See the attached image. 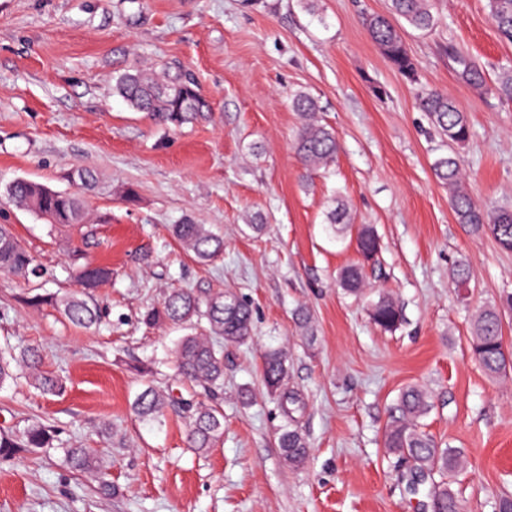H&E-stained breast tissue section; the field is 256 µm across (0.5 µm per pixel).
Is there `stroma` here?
<instances>
[{
  "label": "stroma",
  "instance_id": "35a3bbf8",
  "mask_svg": "<svg viewBox=\"0 0 512 512\" xmlns=\"http://www.w3.org/2000/svg\"><path fill=\"white\" fill-rule=\"evenodd\" d=\"M318 4L313 14L303 0H0V224L40 269L0 274V348H40L66 383L57 396L22 376L0 387V430L55 431L47 451L0 461V512H431L429 485L410 492L409 470L383 445L410 385L431 398L428 431L469 461L455 485L462 512L512 495V376L484 374L467 345L472 315L512 293V250L457 223L432 170L440 139L416 100L436 88L467 112L471 137L456 150L466 188L478 204L511 207L512 102L459 80L448 47L492 80L512 69V44L487 0H436V30L404 34L411 81L363 23L390 0ZM142 66L189 71L210 111L174 126L132 110L113 86ZM299 90L336 135L330 173L305 177L294 152ZM78 166L98 174L84 224H49L5 195L17 178L75 191ZM335 195L355 223L339 237L325 224ZM186 221L221 232L223 255L185 253L169 228ZM362 224L381 253L355 298L339 273L358 260ZM78 254L112 270L92 294L103 310L92 329L49 303L79 291ZM460 263L472 274L464 302L451 283ZM174 288L229 290L254 310L252 343L224 348V436L205 453L189 448L181 410L158 423L132 411L150 384L191 392L174 375L181 329L142 321ZM381 292L402 310L391 334L369 319ZM302 306L311 341L295 321ZM271 346L287 351L285 386L303 402L311 451L300 469L281 456L287 420L261 379ZM75 447L111 459L115 495L65 466Z\"/></svg>",
  "mask_w": 512,
  "mask_h": 512
}]
</instances>
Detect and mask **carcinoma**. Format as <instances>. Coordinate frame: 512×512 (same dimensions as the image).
Returning a JSON list of instances; mask_svg holds the SVG:
<instances>
[{
    "label": "carcinoma",
    "instance_id": "obj_1",
    "mask_svg": "<svg viewBox=\"0 0 512 512\" xmlns=\"http://www.w3.org/2000/svg\"><path fill=\"white\" fill-rule=\"evenodd\" d=\"M488 8L500 37L512 43V0H488ZM391 13L416 30L431 31L438 25L434 0H391ZM365 25L391 65L406 78L415 79V63L399 28L389 18L380 15L365 17ZM452 56L460 79L478 89L486 86L484 71L467 54L455 50ZM113 90L132 109L149 112L158 120L173 125L182 124L200 112L210 111L208 100L198 91L192 77L181 71L161 78L146 69L127 71L116 79ZM492 91L501 99L512 101L511 70L499 75ZM417 101L445 147L463 145L469 140L468 115L447 93L424 88ZM290 107L304 118L295 138V151L305 171L312 173L329 169L336 161L338 144L332 130L316 118L317 100L310 93L299 90L291 96ZM433 172L436 179L448 187L458 223L468 226L475 234L488 233L501 248L512 250V209H486L476 204L464 186L459 159L454 151L438 157L433 163ZM70 179L79 187L81 194L56 191L24 179L13 181L7 188V194L51 224H81L85 219L83 194L95 189L98 177L94 170L81 167L71 172ZM325 221L333 233L344 232L351 224L347 205L331 198ZM172 234L185 252L201 262L211 261L224 251V238L205 224H175ZM379 248L374 229L369 225L363 226L357 236L360 262L343 269L339 276L343 290L352 294L362 291V270L375 261ZM0 272L23 278L38 275L33 257L21 247L5 224H0ZM110 277L111 269L89 262L77 269V279L88 291ZM452 281L459 290L469 288V267L464 263L458 264L453 269ZM55 306L65 319L84 328L96 325L101 317V309L80 292L55 299ZM506 308L512 309V296L480 309L471 323L469 349L483 371L492 377H505L512 373V348L506 345L502 334V311ZM370 316L373 323L385 332L397 330L402 321L401 309L388 293L379 294L378 299L372 302ZM143 321L150 326L207 323L206 333L183 336L173 349L177 375L201 388V392L186 399L149 385L132 404L133 413L148 422L161 421L169 406L179 405L189 419L191 446L207 452L224 434V414L218 402L224 390L223 345H244L252 339V308L231 291L202 295L192 289H178L170 292L159 306L148 309ZM40 362V351L35 347L24 348L17 353L1 349L0 386L14 380L15 369L20 367L27 370L31 383L41 393H62L65 390L63 381L41 371ZM287 375L288 353L282 348H268L262 358V382L267 392L277 397L282 412L290 417L298 401L284 388ZM431 408L426 391L416 386L403 390L399 397L400 416L386 428L384 447L398 459L410 462L415 472L440 477L432 483V512H461L459 493L452 489V484L464 467V455L457 448L439 446L425 430L421 419L429 414ZM53 440L54 430L40 422L29 423L11 433L1 431L0 460L10 459L21 452L49 448ZM278 445L284 461L291 467L302 466L309 457L308 443L295 427L283 429ZM64 458L70 470L95 476L104 495L116 494L115 486L106 481L110 464L103 457L86 448H66Z\"/></svg>",
    "mask_w": 512,
    "mask_h": 512
}]
</instances>
